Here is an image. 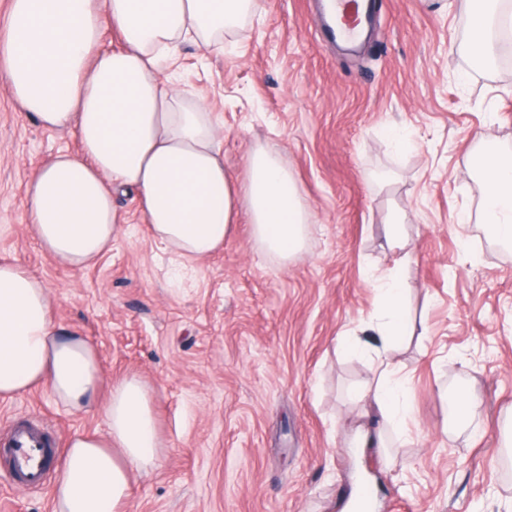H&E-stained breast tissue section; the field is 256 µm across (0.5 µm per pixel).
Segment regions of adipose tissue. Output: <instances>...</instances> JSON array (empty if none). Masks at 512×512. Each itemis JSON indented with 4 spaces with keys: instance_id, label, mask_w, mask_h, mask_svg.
Instances as JSON below:
<instances>
[{
    "instance_id": "obj_1",
    "label": "adipose tissue",
    "mask_w": 512,
    "mask_h": 512,
    "mask_svg": "<svg viewBox=\"0 0 512 512\" xmlns=\"http://www.w3.org/2000/svg\"><path fill=\"white\" fill-rule=\"evenodd\" d=\"M485 2L471 15L464 45L475 70L491 59L502 20L512 14L504 0ZM253 6L254 0H11L0 75L23 111L43 127L73 131L81 146L43 164L26 188L29 228L57 263L84 268L108 250L121 231L116 187L137 191L153 239L183 262L222 250L242 214L257 242L281 262L301 251L312 213L279 156L252 149L243 181L234 182L224 170L213 114L159 77L186 39L223 52L225 36ZM108 28L118 46L104 45ZM474 163L484 230L512 247V158L483 135ZM377 291L374 344L343 339L345 350L371 352L379 369L356 391L358 402L378 414L377 425L359 429L360 448L383 447L385 427L410 411L392 364L408 334L403 265L382 275ZM101 383L97 350L57 327L44 281L1 260L0 398L44 387L68 410L82 412L95 407ZM104 412L105 435L71 438L53 512H126L133 472L154 469L160 441L145 384L135 377L114 384Z\"/></svg>"
}]
</instances>
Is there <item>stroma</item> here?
Instances as JSON below:
<instances>
[{
    "instance_id": "1",
    "label": "stroma",
    "mask_w": 512,
    "mask_h": 512,
    "mask_svg": "<svg viewBox=\"0 0 512 512\" xmlns=\"http://www.w3.org/2000/svg\"><path fill=\"white\" fill-rule=\"evenodd\" d=\"M322 2L256 0L223 53L188 41L162 72L213 112L229 177L242 180L256 146L287 165L314 221L285 264L243 215L221 252L180 268L131 189L113 195L111 248L87 268L57 264L29 230L25 190L80 144L23 112L0 76V260L45 282L105 385L135 376L151 393L163 448L133 473L127 512H350L367 489L370 512H512V251L479 222L473 163L479 132L512 155V49L496 42L491 67L471 71L468 0H372L369 36L347 50ZM394 211L413 331L394 361L410 413L386 447L356 448L347 420L373 373L339 339L377 307ZM22 424L52 435L56 467L72 436L107 430L101 408L74 413L44 389L0 399V445ZM53 487L14 482L0 457V512H52ZM405 215L402 213H390L384 221V232L391 249H403L405 235L403 232Z\"/></svg>"
}]
</instances>
